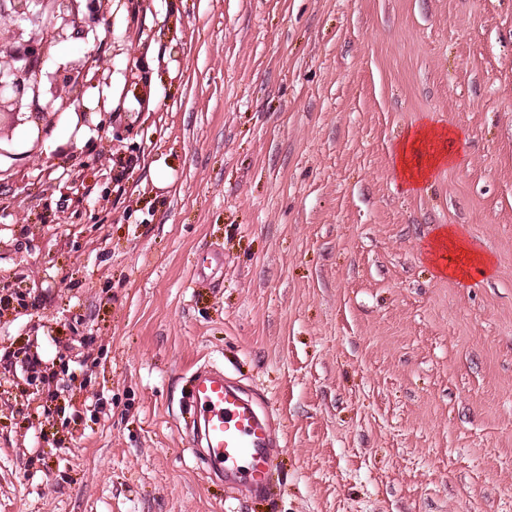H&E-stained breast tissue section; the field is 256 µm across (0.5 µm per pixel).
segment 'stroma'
<instances>
[{
  "instance_id": "1",
  "label": "stroma",
  "mask_w": 512,
  "mask_h": 512,
  "mask_svg": "<svg viewBox=\"0 0 512 512\" xmlns=\"http://www.w3.org/2000/svg\"><path fill=\"white\" fill-rule=\"evenodd\" d=\"M89 54L0 128V361L57 375L0 378V512H512V0H107L31 66ZM447 225L495 274H437ZM202 366L268 400L264 498L188 449ZM86 70V66L82 69L76 70L70 67L67 71H65L64 75H60L58 81L61 83V92L60 94L54 99L52 102V107L54 106L55 102L61 98L62 103L60 105V108L56 110L57 115L62 114L66 109H68L71 104H73V99L71 97V92L69 95L68 89H70V83L78 81L79 83H83L84 73ZM67 76L68 78L65 80L64 77ZM64 91V93H62ZM457 137L448 128L437 130L423 126L410 132L396 147V164L401 182L407 188H416L424 183L438 165L450 163L452 156L446 143Z\"/></svg>"
}]
</instances>
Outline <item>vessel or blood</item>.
<instances>
[{"mask_svg":"<svg viewBox=\"0 0 512 512\" xmlns=\"http://www.w3.org/2000/svg\"><path fill=\"white\" fill-rule=\"evenodd\" d=\"M188 402L215 476L265 494L278 445L267 402L246 395L223 371L206 368L192 374Z\"/></svg>","mask_w":512,"mask_h":512,"instance_id":"obj_1","label":"vessel or blood"}]
</instances>
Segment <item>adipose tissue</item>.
Masks as SVG:
<instances>
[{"instance_id": "obj_1", "label": "adipose tissue", "mask_w": 512, "mask_h": 512, "mask_svg": "<svg viewBox=\"0 0 512 512\" xmlns=\"http://www.w3.org/2000/svg\"><path fill=\"white\" fill-rule=\"evenodd\" d=\"M455 136V131L451 129L438 130L423 126L400 141L396 147V164L403 185L418 187L429 178L435 167L449 162L451 156L446 144ZM430 248L439 275L462 278L468 276L473 267L485 275L493 271L491 257L474 251L456 228L439 230Z\"/></svg>"}]
</instances>
